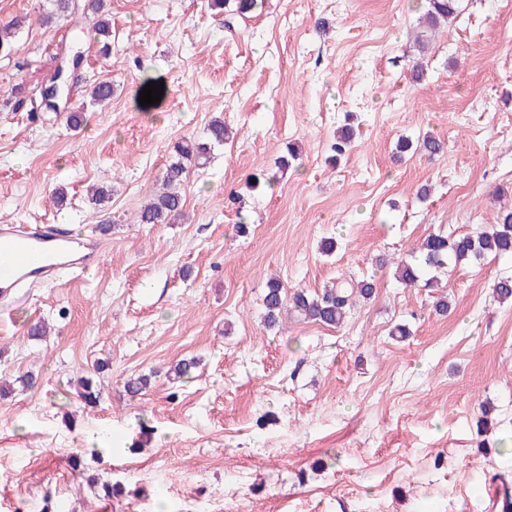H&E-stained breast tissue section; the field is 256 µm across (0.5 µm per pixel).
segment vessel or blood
Wrapping results in <instances>:
<instances>
[{
  "instance_id": "obj_1",
  "label": "vessel or blood",
  "mask_w": 512,
  "mask_h": 512,
  "mask_svg": "<svg viewBox=\"0 0 512 512\" xmlns=\"http://www.w3.org/2000/svg\"><path fill=\"white\" fill-rule=\"evenodd\" d=\"M95 244H80L52 224L0 226V296H18L21 288L57 281L64 273L88 267Z\"/></svg>"
}]
</instances>
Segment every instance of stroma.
Masks as SVG:
<instances>
[{
    "label": "stroma",
    "instance_id": "obj_1",
    "mask_svg": "<svg viewBox=\"0 0 512 512\" xmlns=\"http://www.w3.org/2000/svg\"><path fill=\"white\" fill-rule=\"evenodd\" d=\"M425 7L263 0L242 16L211 0H107L106 56L91 14L0 0L28 60L21 71L0 57V224L101 242L89 273L0 308V512H489L494 474L512 482V304L493 292L512 258L449 267L432 288L394 270L429 234L512 209V0H460L415 81ZM77 44L75 129L41 109L39 88ZM146 76L164 84L148 107ZM100 81L112 100L89 106ZM217 115L232 136L192 169L183 217L138 223L174 144L205 141ZM347 122L358 138L330 163ZM426 133L443 154L397 152ZM291 145L299 157L281 168ZM253 176L267 186L249 190ZM91 184L110 198L90 203ZM272 276L311 292L370 276L376 291L340 327L291 313L271 330ZM439 295L448 315L433 310ZM37 321L41 341L27 336ZM191 358L193 378H168ZM84 375L93 408L74 390ZM137 375L151 383L132 396Z\"/></svg>",
    "mask_w": 512,
    "mask_h": 512
}]
</instances>
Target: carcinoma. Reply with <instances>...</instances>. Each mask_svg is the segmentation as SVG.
Returning a JSON list of instances; mask_svg holds the SVG:
<instances>
[{"label": "carcinoma", "mask_w": 512, "mask_h": 512, "mask_svg": "<svg viewBox=\"0 0 512 512\" xmlns=\"http://www.w3.org/2000/svg\"><path fill=\"white\" fill-rule=\"evenodd\" d=\"M457 11L458 0H428L420 23L433 31L448 23ZM15 33L16 27L13 24L0 28V54H17L12 41ZM88 96L93 104L104 106L112 99V85L106 82L95 84L88 91ZM207 135V144L184 137L174 145V157L166 167L162 191L141 208L137 216L138 223L171 224L182 216L184 200L178 188L187 179L192 166L206 163L211 147L224 144L227 135L224 121L219 118L212 120L207 126ZM355 136V129L350 125L336 131V140L332 144V161H337L352 148ZM413 146L428 156L438 154L444 149L443 141L431 136L423 138L415 145L404 138L398 144L402 152ZM420 250L423 267H417L405 260L396 262L398 277L406 285L416 284L425 269L444 268L451 263L459 265L486 255H512V211L503 214L500 222L488 230L458 237L443 233L430 234L422 241ZM374 291L373 281L359 280L355 283L338 281L320 293L311 294L304 289H297L290 294L280 280L273 278L267 281L262 299L264 320L268 328L273 329L278 326L283 310L289 308L305 320L334 327L343 322L354 301L368 300ZM80 387V400L88 406L97 404L99 390L92 379H82Z\"/></svg>", "instance_id": "cac0c4a2"}]
</instances>
